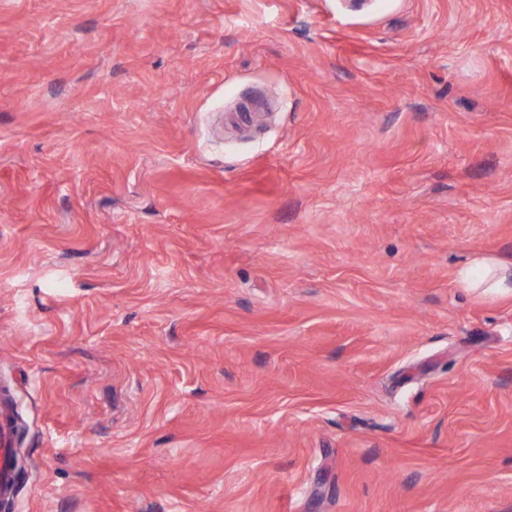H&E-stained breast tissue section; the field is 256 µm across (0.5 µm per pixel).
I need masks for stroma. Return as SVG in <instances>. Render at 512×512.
<instances>
[{
	"mask_svg": "<svg viewBox=\"0 0 512 512\" xmlns=\"http://www.w3.org/2000/svg\"><path fill=\"white\" fill-rule=\"evenodd\" d=\"M512 0H0L8 512H512ZM461 282L467 288L486 292L512 291V262L505 263L492 258L473 261L459 273Z\"/></svg>",
	"mask_w": 512,
	"mask_h": 512,
	"instance_id": "stroma-1",
	"label": "stroma"
}]
</instances>
